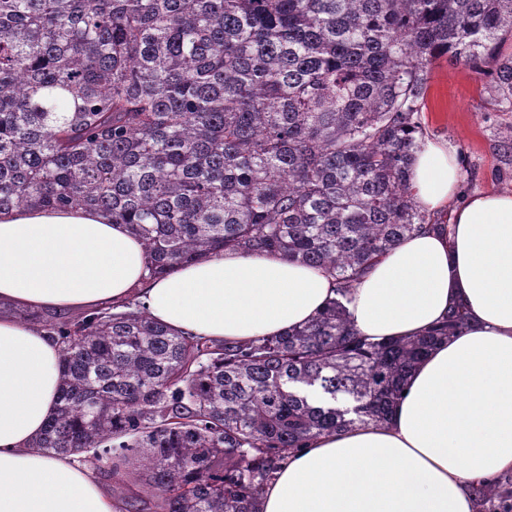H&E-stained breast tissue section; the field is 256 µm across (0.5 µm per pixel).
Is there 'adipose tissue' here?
<instances>
[{
    "label": "adipose tissue",
    "mask_w": 512,
    "mask_h": 512,
    "mask_svg": "<svg viewBox=\"0 0 512 512\" xmlns=\"http://www.w3.org/2000/svg\"><path fill=\"white\" fill-rule=\"evenodd\" d=\"M454 154L427 143L417 206L449 210L375 262L346 307L370 338L415 336L454 306L468 324L411 374L390 421L323 434L291 453L262 512H473L470 484L512 470V192L461 203ZM126 225L85 207L0 214V302L83 313L138 297L157 322L214 340L274 336L335 297L332 278L282 258L225 254L152 279ZM60 347L0 315V512H120L97 469L34 449L55 412Z\"/></svg>",
    "instance_id": "ef3b65f1"
}]
</instances>
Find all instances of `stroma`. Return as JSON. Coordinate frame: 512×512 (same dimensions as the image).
Segmentation results:
<instances>
[{
    "label": "stroma",
    "mask_w": 512,
    "mask_h": 512,
    "mask_svg": "<svg viewBox=\"0 0 512 512\" xmlns=\"http://www.w3.org/2000/svg\"><path fill=\"white\" fill-rule=\"evenodd\" d=\"M424 141L448 146L461 169L458 199L512 191V153L502 136L512 126V105L497 103L486 79L439 60L431 67L421 114Z\"/></svg>",
    "instance_id": "obj_1"
}]
</instances>
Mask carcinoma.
Wrapping results in <instances>:
<instances>
[{
	"mask_svg": "<svg viewBox=\"0 0 512 512\" xmlns=\"http://www.w3.org/2000/svg\"><path fill=\"white\" fill-rule=\"evenodd\" d=\"M512 0H0V213L84 206L148 270L220 252L323 270L339 298L279 336L210 342L131 302L44 328L62 350L35 447L122 473L156 512H260L288 454L388 422L467 325L372 341L342 298L428 223L410 171L428 66L512 104Z\"/></svg>",
	"mask_w": 512,
	"mask_h": 512,
	"instance_id": "obj_1",
	"label": "carcinoma"
}]
</instances>
